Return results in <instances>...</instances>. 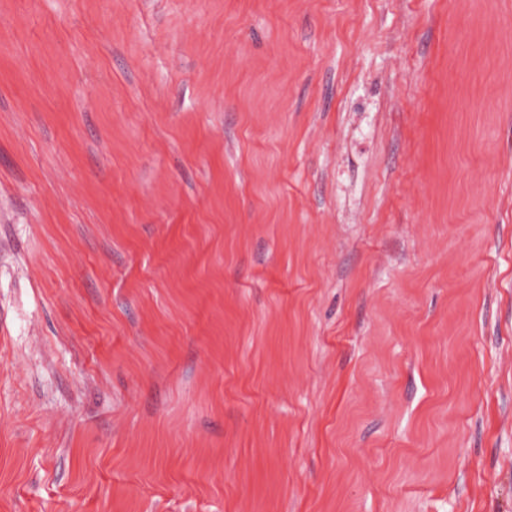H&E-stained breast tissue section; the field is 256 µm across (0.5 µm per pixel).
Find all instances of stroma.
<instances>
[{
	"label": "stroma",
	"instance_id": "1",
	"mask_svg": "<svg viewBox=\"0 0 512 512\" xmlns=\"http://www.w3.org/2000/svg\"><path fill=\"white\" fill-rule=\"evenodd\" d=\"M0 512H512V0H0Z\"/></svg>",
	"mask_w": 512,
	"mask_h": 512
}]
</instances>
